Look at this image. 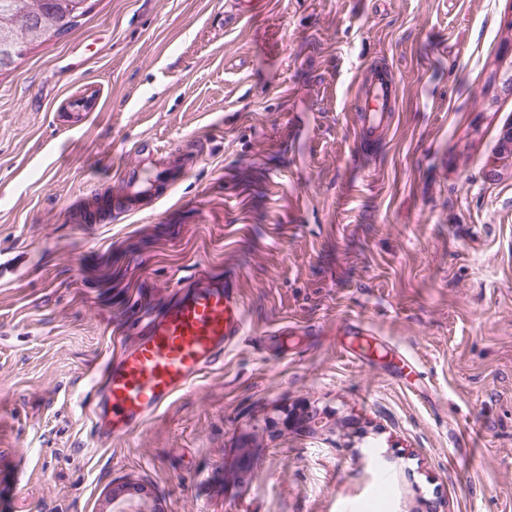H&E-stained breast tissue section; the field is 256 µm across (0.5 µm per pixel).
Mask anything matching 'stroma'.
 Instances as JSON below:
<instances>
[{
  "instance_id": "obj_1",
  "label": "stroma",
  "mask_w": 512,
  "mask_h": 512,
  "mask_svg": "<svg viewBox=\"0 0 512 512\" xmlns=\"http://www.w3.org/2000/svg\"><path fill=\"white\" fill-rule=\"evenodd\" d=\"M92 0L0 73V500L111 512H512V0ZM399 87L359 158L363 63ZM90 100L72 124V99ZM205 142L158 207L76 225L67 197L145 140ZM235 276L247 331L222 369L89 450L86 367L165 287ZM364 321L350 333L346 318ZM294 329L262 347L266 333ZM420 362L413 386L395 351ZM326 417L287 426L289 412ZM387 480L389 492L377 484Z\"/></svg>"
}]
</instances>
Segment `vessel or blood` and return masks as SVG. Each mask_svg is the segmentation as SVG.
<instances>
[{"instance_id": "1", "label": "vessel or blood", "mask_w": 512, "mask_h": 512, "mask_svg": "<svg viewBox=\"0 0 512 512\" xmlns=\"http://www.w3.org/2000/svg\"><path fill=\"white\" fill-rule=\"evenodd\" d=\"M398 102V83L388 61L377 57L366 63L350 101L358 118L360 148L384 139ZM205 151L201 142L189 149L141 145L137 161L121 169L111 202L84 191L70 195L69 206L77 218L96 224L139 212L145 204L167 199L197 168ZM246 326V305L229 278L199 275L168 289L159 306L141 315L135 339H118L86 396L91 449L131 436L172 397L222 369L225 352Z\"/></svg>"}]
</instances>
